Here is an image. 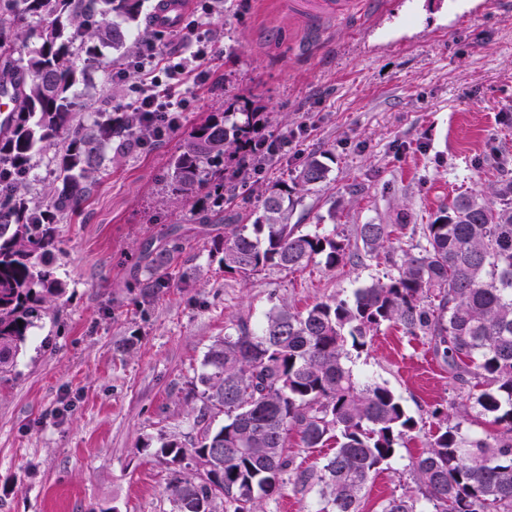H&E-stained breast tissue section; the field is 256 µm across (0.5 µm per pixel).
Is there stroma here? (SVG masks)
<instances>
[{
	"instance_id": "stroma-1",
	"label": "stroma",
	"mask_w": 512,
	"mask_h": 512,
	"mask_svg": "<svg viewBox=\"0 0 512 512\" xmlns=\"http://www.w3.org/2000/svg\"><path fill=\"white\" fill-rule=\"evenodd\" d=\"M190 2L188 18L221 34L208 79L183 86L191 108L176 130L109 154L80 213L59 225L66 292L0 378V512H170L154 450L190 432L186 394L210 344L272 304L302 311L389 272L381 257L248 280L224 272L210 243L223 225L198 233L163 182L179 141L208 116L232 108L257 113L268 136L295 131L254 191L325 156L328 180L303 192L289 221L341 236L369 222L431 223L453 196L492 181L477 162H512V14L494 0H382L323 30L293 17L290 0H226L211 16ZM175 227L189 276L141 305L135 271ZM352 367L387 382L418 423L364 490V512H378L410 485L405 460L435 432L430 410L464 392L428 340L392 326Z\"/></svg>"
}]
</instances>
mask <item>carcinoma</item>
Instances as JSON below:
<instances>
[{"mask_svg": "<svg viewBox=\"0 0 512 512\" xmlns=\"http://www.w3.org/2000/svg\"><path fill=\"white\" fill-rule=\"evenodd\" d=\"M146 0H0V91L13 103L0 129V376L11 372L45 305L64 294L53 268L57 225L78 213L112 148L154 139L139 112H90L75 93L90 66L125 64ZM36 37L28 50L25 33ZM252 112H223L193 129L172 153L166 186L203 198L200 223L224 225L215 243L224 271L248 280L268 267L310 264L326 271L380 254H399L393 271L350 297L306 311L272 305L256 325L243 321L215 340L186 398L201 402L194 434L164 440L155 454L171 466L172 512H264L284 483L315 494L310 512H360L372 475L388 468L417 428L384 383L359 381L347 365L384 324L428 339L468 407H436L437 430L408 464L413 486L380 512H512V173L459 194L417 243L402 247L405 224H358L355 243L288 222L299 193L326 182L329 168L307 158L291 184L277 183L244 208L245 176L224 177V159L244 152ZM62 139L49 158L56 185L32 194L38 144ZM233 223H224V211ZM252 221L251 225L241 220ZM185 250L175 234L137 277L143 302L173 287ZM224 423L213 426L218 414ZM302 447L332 448L317 470L295 463Z\"/></svg>", "mask_w": 512, "mask_h": 512, "instance_id": "carcinoma-1", "label": "carcinoma"}]
</instances>
